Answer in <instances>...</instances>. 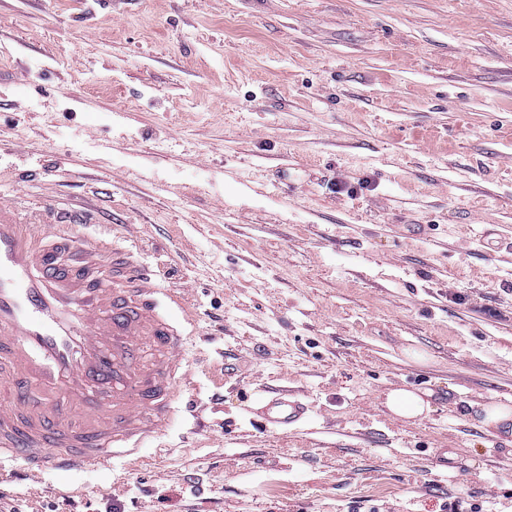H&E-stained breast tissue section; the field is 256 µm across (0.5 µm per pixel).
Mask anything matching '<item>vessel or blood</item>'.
<instances>
[{
	"label": "vessel or blood",
	"instance_id": "1",
	"mask_svg": "<svg viewBox=\"0 0 512 512\" xmlns=\"http://www.w3.org/2000/svg\"><path fill=\"white\" fill-rule=\"evenodd\" d=\"M83 221L76 211L21 221L0 201V464L33 475L136 456L188 380L184 330L196 309L141 262L142 246L76 236ZM258 415L288 432L310 409L268 394Z\"/></svg>",
	"mask_w": 512,
	"mask_h": 512
}]
</instances>
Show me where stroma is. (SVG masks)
Returning a JSON list of instances; mask_svg holds the SVG:
<instances>
[{
	"instance_id": "obj_1",
	"label": "stroma",
	"mask_w": 512,
	"mask_h": 512,
	"mask_svg": "<svg viewBox=\"0 0 512 512\" xmlns=\"http://www.w3.org/2000/svg\"><path fill=\"white\" fill-rule=\"evenodd\" d=\"M0 69V200L139 225L201 313L139 464H4L0 512H512L479 422L512 406V0H0ZM279 389L309 423L259 421ZM386 406L397 416L415 418L428 410L429 403L414 392L395 390L387 396Z\"/></svg>"
}]
</instances>
